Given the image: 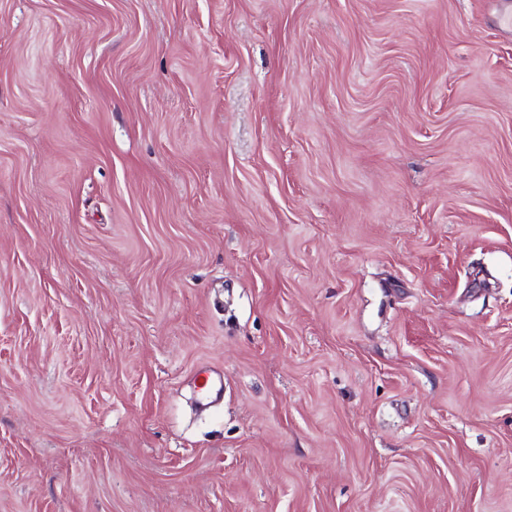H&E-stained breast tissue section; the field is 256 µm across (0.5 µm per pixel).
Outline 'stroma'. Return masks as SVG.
Wrapping results in <instances>:
<instances>
[{"instance_id": "obj_1", "label": "stroma", "mask_w": 512, "mask_h": 512, "mask_svg": "<svg viewBox=\"0 0 512 512\" xmlns=\"http://www.w3.org/2000/svg\"><path fill=\"white\" fill-rule=\"evenodd\" d=\"M510 14L0 0V512H512Z\"/></svg>"}]
</instances>
